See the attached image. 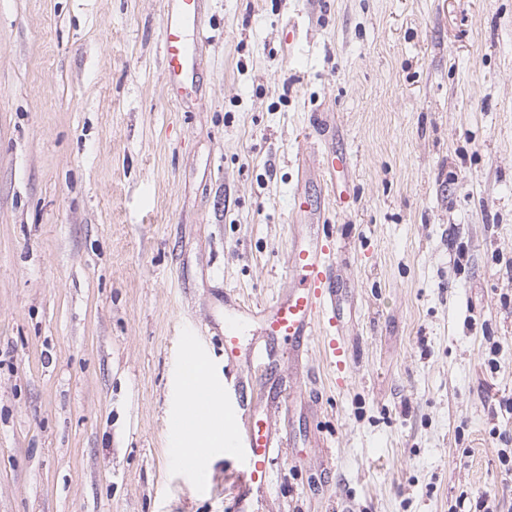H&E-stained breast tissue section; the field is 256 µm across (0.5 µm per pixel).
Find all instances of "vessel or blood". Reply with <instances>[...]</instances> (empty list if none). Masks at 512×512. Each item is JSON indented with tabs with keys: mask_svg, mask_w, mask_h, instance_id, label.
Returning a JSON list of instances; mask_svg holds the SVG:
<instances>
[{
	"mask_svg": "<svg viewBox=\"0 0 512 512\" xmlns=\"http://www.w3.org/2000/svg\"><path fill=\"white\" fill-rule=\"evenodd\" d=\"M203 0H169L164 20V81L174 102H182L183 88L197 69V48L185 38L197 27ZM293 213L297 226L291 235L288 269L291 281L274 301L259 305L231 301L224 312V357L237 364L240 338L251 325H258L266 341L245 357L253 369L252 401H241L237 409L224 411V454L239 463L237 512H249L246 502L266 492L272 481L275 453L286 444L285 422L278 408L287 404L281 391L268 387L273 372L274 342H288L295 358H302L311 336L322 335L326 358L334 368L345 364L348 349L340 334L343 320V288L339 279L336 239L321 222L323 204L312 196L295 192ZM186 387L194 395L193 405L183 406L177 416L178 432L188 435L198 411L215 405L219 388L207 384Z\"/></svg>",
	"mask_w": 512,
	"mask_h": 512,
	"instance_id": "obj_1",
	"label": "vessel or blood"
}]
</instances>
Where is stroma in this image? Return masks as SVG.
Instances as JSON below:
<instances>
[{
    "label": "stroma",
    "instance_id": "obj_1",
    "mask_svg": "<svg viewBox=\"0 0 512 512\" xmlns=\"http://www.w3.org/2000/svg\"><path fill=\"white\" fill-rule=\"evenodd\" d=\"M165 0H0V512H234L184 458L183 342L229 407L224 298L288 285L301 154L352 351L277 342L293 409L252 512H512V0H205L164 88Z\"/></svg>",
    "mask_w": 512,
    "mask_h": 512
}]
</instances>
